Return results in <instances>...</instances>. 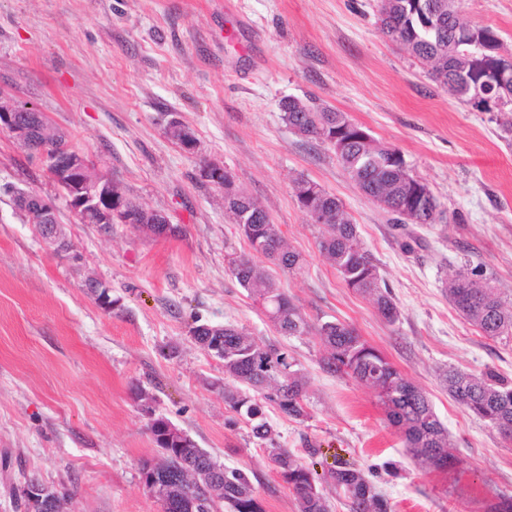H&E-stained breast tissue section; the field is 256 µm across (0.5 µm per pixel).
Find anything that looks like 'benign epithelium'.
I'll list each match as a JSON object with an SVG mask.
<instances>
[{"label":"benign epithelium","instance_id":"obj_1","mask_svg":"<svg viewBox=\"0 0 512 512\" xmlns=\"http://www.w3.org/2000/svg\"><path fill=\"white\" fill-rule=\"evenodd\" d=\"M20 111L21 100L0 91V129L7 131L13 139L28 144L42 159L49 160L58 185L65 190L67 205L75 215L91 224H112L115 216L120 214L123 223L136 224L148 232L152 231L155 224L169 223L167 216L160 211L127 209L126 198L113 189L107 177L96 172L95 165L84 153L73 149L51 159L47 158L35 138L34 127L18 118ZM203 175L225 189L232 182L224 167L213 163L205 166ZM21 197L25 208L37 217V228L45 234V239L54 250L61 254L71 253V242L58 230V209L55 203L33 192L23 191Z\"/></svg>","mask_w":512,"mask_h":512}]
</instances>
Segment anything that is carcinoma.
I'll list each match as a JSON object with an SVG mask.
<instances>
[{
  "label": "carcinoma",
  "instance_id": "cac0c4a2",
  "mask_svg": "<svg viewBox=\"0 0 512 512\" xmlns=\"http://www.w3.org/2000/svg\"><path fill=\"white\" fill-rule=\"evenodd\" d=\"M381 33L401 44L410 56L431 65V77L449 94L474 107L497 113L501 131L512 135V71L495 69L502 63L496 32L478 26L461 13L459 0H380ZM283 121L301 136L327 142L335 135L345 142L337 160L365 197L400 213L416 194V180L399 149L380 143L345 113L322 107L313 100L288 98L281 102ZM24 121L37 123V139L48 153L69 147L43 113L36 109L19 113ZM307 180L293 181L299 208L310 215L318 210L326 216L325 234L319 251L332 265L346 286L373 301L389 322L399 311L387 286L382 284L378 265L365 250L342 202L326 191L309 200L305 197ZM224 209L251 250L290 271L302 264V258L290 250L269 212L247 193H224ZM440 213L432 191L409 220L411 224H433ZM229 271L254 303L284 336H300L310 331L325 347L323 367L347 375L373 391L386 412L389 423L402 436L406 450L432 468L460 460L450 451L448 433L428 396L398 370L377 348L368 344L357 331L335 320L311 326L300 309L271 278L265 267L251 258L229 259ZM449 301L483 336L490 339L512 336V303H507L482 278L479 268L462 267L446 286ZM195 344L224 363L222 387L224 403L235 414L232 423L242 421L251 436L260 441L267 464L293 494L298 512H329L318 477L292 452L278 442V433L267 421L269 403L292 419L308 416L305 403V379L295 363L274 344H266L233 325L208 323L192 327ZM449 394L467 412L492 424L505 438H512V378L492 368L481 373L450 369L445 373ZM165 418L150 423V432L158 448V459L141 461L139 472L153 476L145 484L152 496L167 505L166 512H265L256 495L249 469H223L211 454L187 434L173 436L164 429ZM324 480L343 494L348 512H390L362 469L341 463L330 468ZM46 499L40 504L24 500L34 512H62L64 494L45 487Z\"/></svg>",
  "mask_w": 512,
  "mask_h": 512
}]
</instances>
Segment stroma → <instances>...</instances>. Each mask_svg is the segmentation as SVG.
Returning <instances> with one entry per match:
<instances>
[{
	"label": "stroma",
	"instance_id": "1",
	"mask_svg": "<svg viewBox=\"0 0 512 512\" xmlns=\"http://www.w3.org/2000/svg\"><path fill=\"white\" fill-rule=\"evenodd\" d=\"M379 0H0V90L43 112L71 145L143 207L183 235L131 224H83L40 160L0 130V185L53 198L74 252H55L0 194V512L18 505L26 475L69 492L66 512H159L139 465L154 458L149 422L169 419L220 463L254 470L265 512H297L218 384L221 362L196 346L194 319L233 324L281 345L306 376V419L269 407L279 441L322 467L359 465L391 512H487L512 495V441L476 420L440 383L442 369L492 367L512 377V338L482 336L449 302L443 282L481 267L512 299V137L491 113L434 83L426 63L385 38ZM512 56V0H462ZM295 97L346 113L400 149L446 214L400 225L367 200L330 146L283 122ZM179 118L197 143L166 134ZM229 171L264 203L301 269L272 276L308 322L350 325L423 389L461 458L421 468L372 392L322 366L314 335L284 337L228 269L249 254L204 163ZM305 177L342 200L378 261L400 315L388 322L346 288L321 256L323 227L298 207ZM103 282L112 309L84 284ZM143 389L146 401L134 392Z\"/></svg>",
	"mask_w": 512,
	"mask_h": 512
}]
</instances>
